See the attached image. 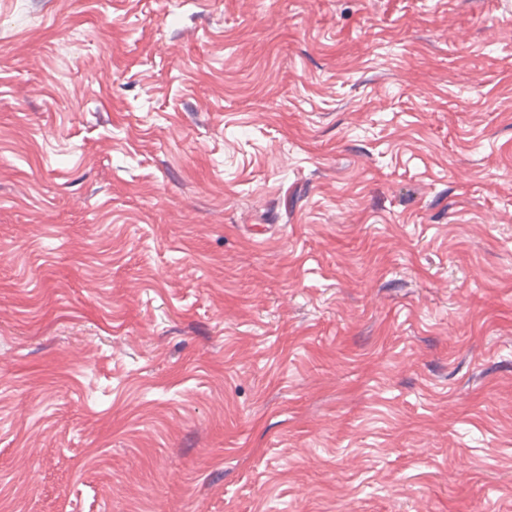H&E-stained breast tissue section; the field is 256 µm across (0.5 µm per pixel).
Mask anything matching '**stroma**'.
Returning <instances> with one entry per match:
<instances>
[{
  "instance_id": "1",
  "label": "stroma",
  "mask_w": 512,
  "mask_h": 512,
  "mask_svg": "<svg viewBox=\"0 0 512 512\" xmlns=\"http://www.w3.org/2000/svg\"><path fill=\"white\" fill-rule=\"evenodd\" d=\"M0 512H512V0H0Z\"/></svg>"
}]
</instances>
